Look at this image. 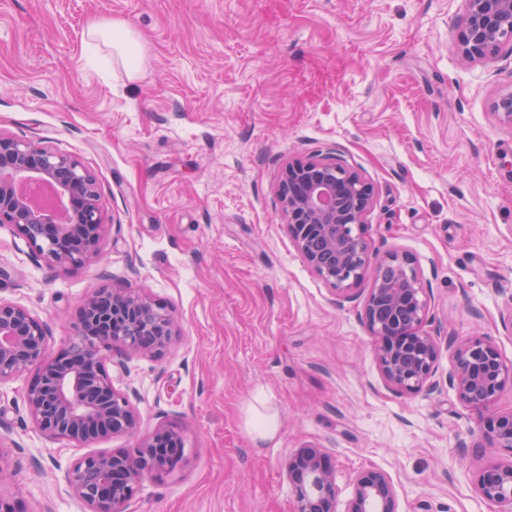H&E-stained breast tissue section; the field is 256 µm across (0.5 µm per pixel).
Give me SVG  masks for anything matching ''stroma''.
Wrapping results in <instances>:
<instances>
[{
  "label": "stroma",
  "mask_w": 512,
  "mask_h": 512,
  "mask_svg": "<svg viewBox=\"0 0 512 512\" xmlns=\"http://www.w3.org/2000/svg\"><path fill=\"white\" fill-rule=\"evenodd\" d=\"M465 0H0V132L76 158L105 207V257L35 260L0 227V300L72 341L94 289L142 292L178 321L162 356L115 349L107 369L136 429L79 446L30 422L22 381L0 385V495L22 512H88L64 471L182 435L171 474L145 477L128 512H294L283 465L305 446L335 469L336 512L353 479L386 472L398 512H496L476 466L512 461L479 441L480 416L448 385L449 340L489 337L512 363V47L490 64L453 42ZM136 32L129 78L91 54L92 20ZM335 151L375 188L365 237L375 261L407 255L429 289L439 355L430 387L383 379L361 301L336 303L276 217L291 158ZM275 415L254 439L253 411Z\"/></svg>",
  "instance_id": "stroma-1"
}]
</instances>
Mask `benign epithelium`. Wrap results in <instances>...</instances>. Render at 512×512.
Wrapping results in <instances>:
<instances>
[{"mask_svg": "<svg viewBox=\"0 0 512 512\" xmlns=\"http://www.w3.org/2000/svg\"><path fill=\"white\" fill-rule=\"evenodd\" d=\"M453 36L467 61L491 63L512 45V0H466ZM276 194L282 220L304 261L332 287L336 302L356 298V286L375 267L361 318L376 339L375 360L389 386L413 395L431 384L438 347L424 329L427 288L406 255L377 265L364 237L375 202L374 186L335 153L290 161ZM0 224L13 227L34 257L50 266L79 265L102 257L104 224L96 182L69 155L34 140L0 133ZM179 336L173 317L143 294L94 290L83 301L66 353L48 358L47 325L21 305L0 301V384L35 373L22 391L35 427L54 440L78 445L136 425L127 396L112 383L106 364L116 346L159 356ZM454 362L450 385L464 407L484 414L512 390V365L487 337L448 341ZM483 436L512 452V413L482 419ZM179 431L160 427L129 452L89 453L64 474L70 491L89 512H127L140 477L172 472L181 460ZM296 512H336L337 487L321 448L298 449L285 464ZM475 489L499 512H512V461L476 472ZM345 512H398L390 477L367 469L355 477Z\"/></svg>", "mask_w": 512, "mask_h": 512, "instance_id": "obj_1", "label": "benign epithelium"}]
</instances>
